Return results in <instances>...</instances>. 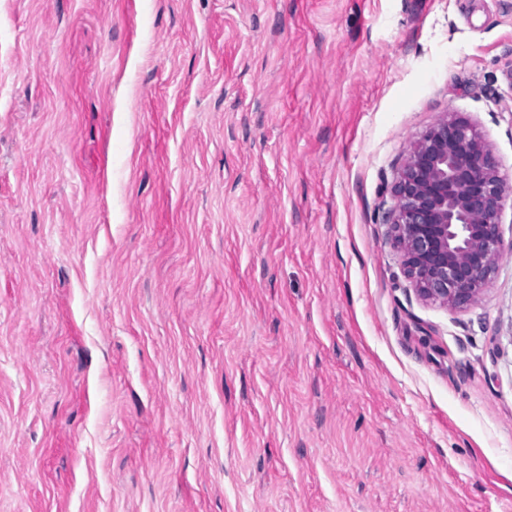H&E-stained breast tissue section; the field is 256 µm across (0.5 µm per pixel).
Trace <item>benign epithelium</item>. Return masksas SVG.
<instances>
[{"label": "benign epithelium", "mask_w": 512, "mask_h": 512, "mask_svg": "<svg viewBox=\"0 0 512 512\" xmlns=\"http://www.w3.org/2000/svg\"><path fill=\"white\" fill-rule=\"evenodd\" d=\"M509 187L466 117L441 119L413 147L392 188L390 226L403 277L424 300L476 302L504 251Z\"/></svg>", "instance_id": "1"}]
</instances>
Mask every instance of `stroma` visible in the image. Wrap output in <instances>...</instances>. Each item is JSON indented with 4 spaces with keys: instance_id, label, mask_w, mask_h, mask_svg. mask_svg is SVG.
Masks as SVG:
<instances>
[{
    "instance_id": "35a3bbf8",
    "label": "stroma",
    "mask_w": 512,
    "mask_h": 512,
    "mask_svg": "<svg viewBox=\"0 0 512 512\" xmlns=\"http://www.w3.org/2000/svg\"><path fill=\"white\" fill-rule=\"evenodd\" d=\"M468 116L512 186V0H0V512H512L509 244L388 235ZM509 187L466 117L441 119L413 147L392 188L390 226L403 277L424 300L476 302L504 251Z\"/></svg>"
}]
</instances>
